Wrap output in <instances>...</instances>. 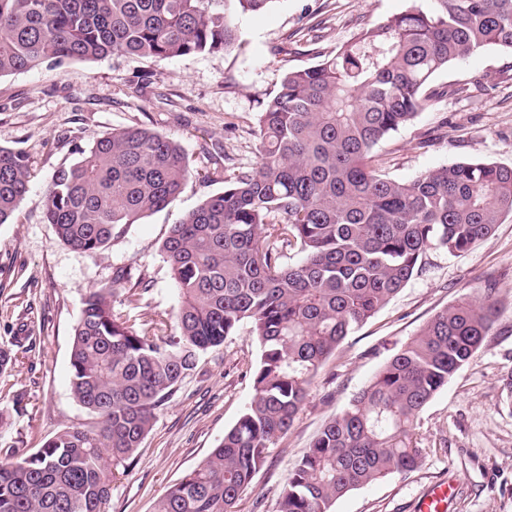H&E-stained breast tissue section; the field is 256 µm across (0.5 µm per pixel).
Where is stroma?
<instances>
[{
	"label": "stroma",
	"mask_w": 512,
	"mask_h": 512,
	"mask_svg": "<svg viewBox=\"0 0 512 512\" xmlns=\"http://www.w3.org/2000/svg\"><path fill=\"white\" fill-rule=\"evenodd\" d=\"M436 0H274L238 18L228 52L149 60L107 57L0 77V147L23 150L31 177L12 223L0 224V343L30 333L0 375V464L9 449L40 447L91 417L70 388L73 329L82 299L124 266L150 291L125 296L122 308L175 311L179 299L161 245L208 196L223 174L256 165L259 102L284 73L314 65L317 55L350 40L365 23ZM442 96L374 151L390 178L410 181L434 167L468 159L512 165V51L493 47L451 64L431 80ZM143 127L178 142L190 176L168 206L131 225L100 252L64 244L40 204L55 170L75 162L115 129ZM494 288L501 314L468 364L438 391L417 421L421 464L394 472L338 499L334 512H415L418 500L445 483L447 512H512V216L468 251H431L418 275L348 336L313 378L292 427L238 501V512H276L280 487L311 441L373 377L389 355L439 310ZM259 344L240 326L199 357L158 412L135 461L112 484L105 512H153L156 500L207 458L249 406Z\"/></svg>",
	"instance_id": "obj_1"
}]
</instances>
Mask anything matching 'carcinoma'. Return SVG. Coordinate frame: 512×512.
I'll return each instance as SVG.
<instances>
[{
  "label": "carcinoma",
  "instance_id": "obj_1",
  "mask_svg": "<svg viewBox=\"0 0 512 512\" xmlns=\"http://www.w3.org/2000/svg\"><path fill=\"white\" fill-rule=\"evenodd\" d=\"M274 0H0V77L69 60L226 52L236 16ZM364 25L316 64L285 73L258 112L257 168L224 178L162 244L174 314L131 321L121 297L149 284L126 267L83 299L71 391L94 418L0 465V512H104L112 482L199 355L248 323L260 345L254 396L210 456L153 512H236L339 344L424 268L512 215V165H441L409 182L373 165L376 146L436 97L431 78L491 46L512 50V0H437ZM190 163L174 140L115 130L58 168L42 201L72 249L97 252L179 195ZM29 159L0 147V224L29 192ZM295 251L301 261L285 262ZM495 290L435 313L328 421L289 473L277 512H332L347 493L421 460L417 419L498 319Z\"/></svg>",
  "mask_w": 512,
  "mask_h": 512
}]
</instances>
